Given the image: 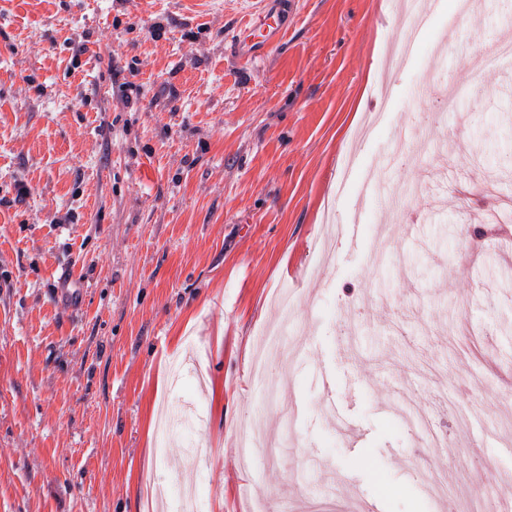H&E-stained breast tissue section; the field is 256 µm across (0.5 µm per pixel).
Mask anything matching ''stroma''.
<instances>
[{
  "instance_id": "obj_1",
  "label": "stroma",
  "mask_w": 512,
  "mask_h": 512,
  "mask_svg": "<svg viewBox=\"0 0 512 512\" xmlns=\"http://www.w3.org/2000/svg\"><path fill=\"white\" fill-rule=\"evenodd\" d=\"M254 2L0 0V512H164L158 484L200 512L276 493L350 512L346 477L378 512H497L473 486L512 477V62L441 125L408 104L443 33L495 42L512 0L463 21L440 0L393 71L387 0H291L247 63ZM405 126L421 192L387 224L340 159ZM257 418L273 451L246 466ZM285 28L286 21L280 9L260 8L237 31L235 48L239 58L255 61L261 56L260 50L277 41Z\"/></svg>"
}]
</instances>
